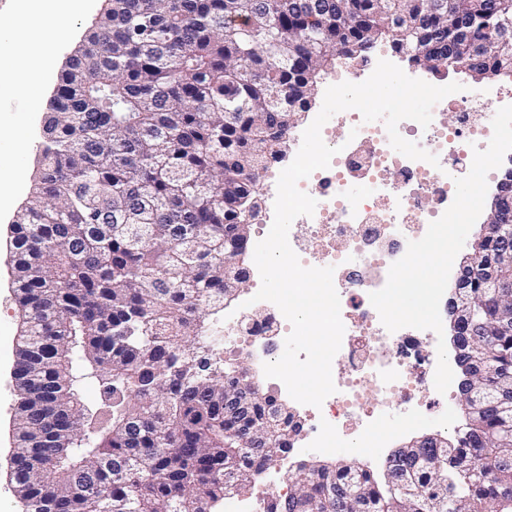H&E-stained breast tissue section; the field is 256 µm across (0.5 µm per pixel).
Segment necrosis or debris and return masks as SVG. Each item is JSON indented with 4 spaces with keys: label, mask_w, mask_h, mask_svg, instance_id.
<instances>
[{
    "label": "necrosis or debris",
    "mask_w": 512,
    "mask_h": 512,
    "mask_svg": "<svg viewBox=\"0 0 512 512\" xmlns=\"http://www.w3.org/2000/svg\"><path fill=\"white\" fill-rule=\"evenodd\" d=\"M512 105V89L491 83L457 92L437 103L429 127L401 121L399 134L435 155L437 164L411 160L389 143L384 123H367L354 109L337 113L321 136L336 146V128L354 139L328 168L314 171L298 187L312 196L313 216L297 217L289 243L306 267H334L345 327L332 363L335 393L321 407L304 406L308 429L288 450L330 456L338 439L351 436L363 450L361 464H385L390 440L388 412L413 417L441 401L434 386L437 336L430 330L388 331L370 302L390 266L410 241L421 239L454 199V175L469 170L474 149H486L493 129L486 114ZM452 122H443L444 114ZM292 326L278 307L258 301L224 313V341L244 350L254 371L280 358Z\"/></svg>",
    "instance_id": "1"
}]
</instances>
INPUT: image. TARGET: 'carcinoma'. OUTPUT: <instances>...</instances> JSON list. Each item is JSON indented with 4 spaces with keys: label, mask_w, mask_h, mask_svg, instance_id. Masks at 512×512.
Here are the masks:
<instances>
[{
    "label": "carcinoma",
    "mask_w": 512,
    "mask_h": 512,
    "mask_svg": "<svg viewBox=\"0 0 512 512\" xmlns=\"http://www.w3.org/2000/svg\"><path fill=\"white\" fill-rule=\"evenodd\" d=\"M512 0H107L59 74L10 249L22 340L11 479L24 512H213L281 448L262 394L227 410L214 326L248 282L259 173L329 70L385 41L512 76ZM482 364L448 447L385 470L301 461L265 512H493L512 498V327L469 289ZM100 389L94 403L85 384Z\"/></svg>",
    "instance_id": "carcinoma-1"
}]
</instances>
